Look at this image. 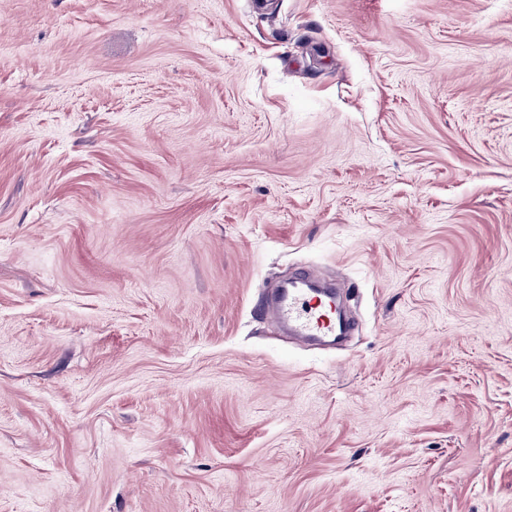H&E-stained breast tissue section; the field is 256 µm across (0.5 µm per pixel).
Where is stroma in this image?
<instances>
[{
    "instance_id": "35a3bbf8",
    "label": "stroma",
    "mask_w": 512,
    "mask_h": 512,
    "mask_svg": "<svg viewBox=\"0 0 512 512\" xmlns=\"http://www.w3.org/2000/svg\"><path fill=\"white\" fill-rule=\"evenodd\" d=\"M0 512H512V0H0ZM317 281L312 271L302 272L297 281L282 289L271 304L276 324L287 326L295 336L306 340L335 339L337 318L335 294L323 288H304Z\"/></svg>"
}]
</instances>
